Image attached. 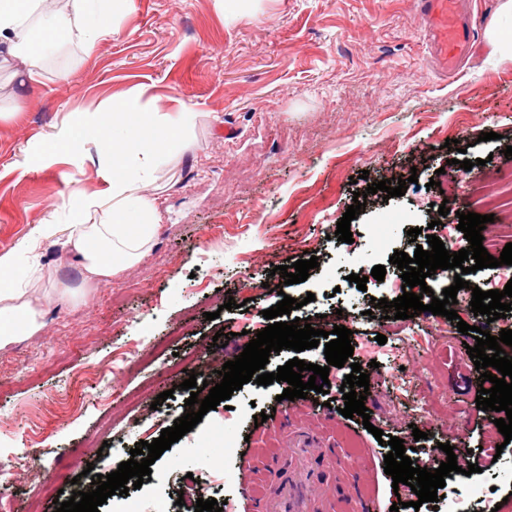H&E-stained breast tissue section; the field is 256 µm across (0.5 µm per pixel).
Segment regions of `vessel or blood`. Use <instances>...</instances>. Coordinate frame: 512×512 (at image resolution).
I'll return each mask as SVG.
<instances>
[{
  "mask_svg": "<svg viewBox=\"0 0 512 512\" xmlns=\"http://www.w3.org/2000/svg\"><path fill=\"white\" fill-rule=\"evenodd\" d=\"M413 6L440 71L455 73L475 51L478 15L464 0H413ZM285 433L288 472L272 471L269 492L252 493L259 512H337L335 498L325 491L328 477L318 453V435L293 423Z\"/></svg>",
  "mask_w": 512,
  "mask_h": 512,
  "instance_id": "1",
  "label": "vessel or blood"
}]
</instances>
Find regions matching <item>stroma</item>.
Segmentation results:
<instances>
[{"label":"stroma","mask_w":512,"mask_h":512,"mask_svg":"<svg viewBox=\"0 0 512 512\" xmlns=\"http://www.w3.org/2000/svg\"><path fill=\"white\" fill-rule=\"evenodd\" d=\"M472 2L484 28L472 58L446 80L411 0H247L233 18L220 0H118L111 37L88 53L69 31L61 43L69 63L43 65L33 88L21 90L11 65H0V254L17 253L18 283L34 294L43 324L0 349V491L15 512L34 500L56 512L57 496L91 485L86 467L117 470L140 441L173 426L189 396L169 372L176 357L211 376L222 331L224 353L240 355L279 300L284 280L274 267L314 256L318 267L288 294L301 300L299 316H320L325 331L351 330L352 360L371 384L369 414L343 417L344 400L329 408L320 393L293 419L330 437L355 474L373 468L362 512H390L396 500L384 472L390 447L375 427L403 439L416 459L444 442L473 452L490 439L502 444L497 463L455 474L449 488L469 512L491 503L512 512V443L476 407L475 366L457 328L479 323L468 298L459 296L457 320L429 312L402 320L401 343L367 314L399 276L390 256L413 252L408 230L442 219L439 204H448L450 224L461 212L493 216L490 255L512 243V156L503 154L512 146V57L493 53L486 30L502 0ZM133 92L151 110L184 109L190 119L181 147L143 178L158 209L152 251L110 280L87 282L72 251L36 240L35 229L69 222L73 189H107L111 158L89 133L102 110ZM67 130L88 137L50 154V140ZM490 131L495 139L481 141ZM449 139L457 149H445ZM461 153L471 170L456 165ZM392 177L408 181L404 196L367 194L369 183ZM362 191L353 241H338L337 223ZM377 265L384 280L370 276ZM353 273L367 277L365 290ZM231 298L238 307L225 310ZM379 334L387 342L374 368L361 339ZM285 387L244 384L164 451L149 482L108 497L99 512H156L191 478L239 505L245 446L259 449L260 466L276 462L282 418L272 409ZM166 390L172 398L155 406ZM263 412L259 434L254 417ZM416 429L425 439L414 440ZM219 444L226 450L214 466L204 450ZM355 474L342 492L357 494Z\"/></svg>","instance_id":"obj_1"}]
</instances>
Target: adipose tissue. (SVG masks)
<instances>
[{
    "instance_id": "ef3b65f1",
    "label": "adipose tissue",
    "mask_w": 512,
    "mask_h": 512,
    "mask_svg": "<svg viewBox=\"0 0 512 512\" xmlns=\"http://www.w3.org/2000/svg\"><path fill=\"white\" fill-rule=\"evenodd\" d=\"M41 7L42 0H0V60L16 62L26 83L38 81L40 73L37 60L22 50L26 37L21 25ZM111 8L112 0H72L71 12L51 14L45 26L51 35L78 27L91 51L112 33L107 21ZM186 121L183 112L174 117L144 108L135 93L104 110L100 126L112 134L117 177L101 196L73 190L77 213L70 223L51 219L36 230L38 237L61 241L80 255L84 280L111 278L151 250L156 208L143 191L140 175L162 162L168 147L180 140ZM15 264V254L0 255V349L41 328L27 291L13 280Z\"/></svg>"
}]
</instances>
